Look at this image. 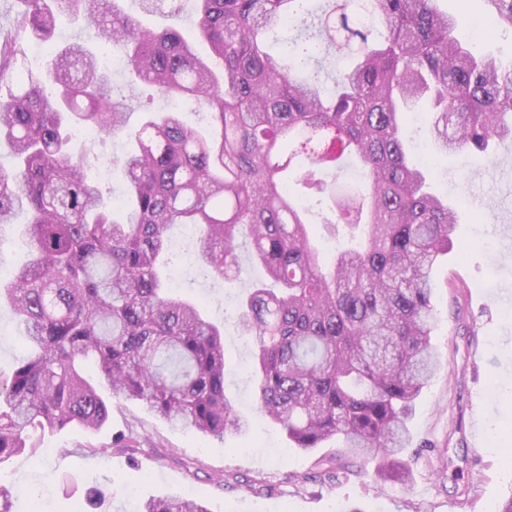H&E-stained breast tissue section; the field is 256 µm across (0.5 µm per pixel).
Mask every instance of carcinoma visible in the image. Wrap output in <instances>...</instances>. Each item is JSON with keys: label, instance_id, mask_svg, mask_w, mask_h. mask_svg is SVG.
I'll return each mask as SVG.
<instances>
[{"label": "carcinoma", "instance_id": "obj_1", "mask_svg": "<svg viewBox=\"0 0 512 512\" xmlns=\"http://www.w3.org/2000/svg\"><path fill=\"white\" fill-rule=\"evenodd\" d=\"M194 2L206 56L174 28H142L117 0H24L0 41V141L15 159L0 171V225L28 211L32 248L0 289L32 350L0 377V464L36 453L46 429L108 421L88 360L113 393L162 420L219 440L249 429L225 393L224 330L157 274L169 226L194 224L209 276L242 275L243 233L267 276L238 313L254 342L258 409L297 448L334 439L351 458L379 459L378 478L401 480L409 414L439 366L431 272L458 223L407 158L403 115L429 104L437 161L489 156L512 139V68L476 54L461 36L474 21L435 0H367V26L354 0H322L315 15L303 0ZM60 13L95 28L154 97L205 106V129L174 110L130 125L132 105L80 41L45 72L28 69L26 40L51 34ZM283 25L300 31L294 67L265 50ZM333 56L350 64L328 98L320 64ZM77 125L135 139L120 201H105L70 147ZM351 156L366 182L347 194L338 182ZM323 170L334 179L316 177ZM318 222L362 225L364 236L322 264L309 233ZM140 512L209 510L175 494Z\"/></svg>", "mask_w": 512, "mask_h": 512}]
</instances>
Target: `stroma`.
Returning <instances> with one entry per match:
<instances>
[{"label": "stroma", "mask_w": 512, "mask_h": 512, "mask_svg": "<svg viewBox=\"0 0 512 512\" xmlns=\"http://www.w3.org/2000/svg\"><path fill=\"white\" fill-rule=\"evenodd\" d=\"M439 9L481 21L477 51L512 66V25L496 0H437ZM80 40L101 43L82 20L65 19L43 54L29 53L32 67ZM410 154L428 182L457 202L460 219L453 248L433 276L437 313L432 342L442 367L417 398L408 421L405 460L408 484L380 483L373 465L339 477L322 474L336 456L335 441L304 451L253 409L251 344L236 325L237 304L263 268L244 264L232 284L202 278L196 246L184 225L171 227L167 277L176 293L204 300V315L224 326L226 392L249 418L246 435L217 440L160 420L141 402L99 392L110 405L107 423L95 433L69 426L38 435L39 451L0 464V485L12 493V512H30L34 494L50 512H130L131 501L168 492L190 495L209 512H498L512 497V140L495 145L492 157L466 151L441 164L428 162V117L409 115ZM91 169L110 167L104 195L122 189L119 159L134 148L126 133L110 138L73 136ZM27 214L0 226V264L16 269L30 257L22 234ZM28 350L8 308L0 309V375L9 376ZM136 438L135 450L113 448L115 438Z\"/></svg>", "instance_id": "35a3bbf8"}]
</instances>
